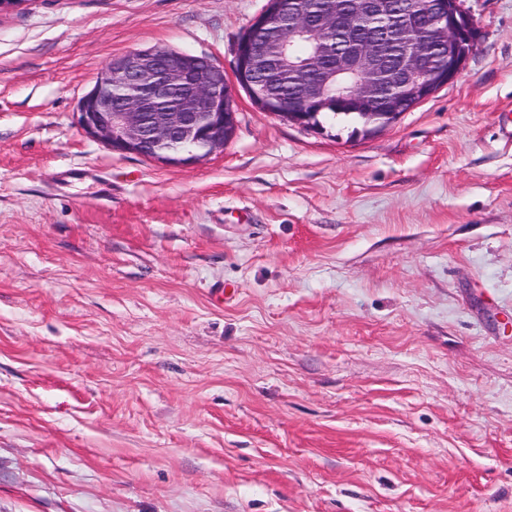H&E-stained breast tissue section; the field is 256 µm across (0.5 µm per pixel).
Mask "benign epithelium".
<instances>
[{
	"label": "benign epithelium",
	"mask_w": 512,
	"mask_h": 512,
	"mask_svg": "<svg viewBox=\"0 0 512 512\" xmlns=\"http://www.w3.org/2000/svg\"><path fill=\"white\" fill-rule=\"evenodd\" d=\"M290 18L288 37L278 42L286 54L298 36L317 44L344 27L335 5L313 22L299 0H269L236 50L235 82L253 87L258 67L254 32ZM478 31L461 0H430L422 10L403 11L390 27L388 44L399 55L392 67L384 48L372 41L354 43L324 63L323 49L313 53V74L295 106L264 97L260 108L302 127L306 113L331 103L348 102L362 110L365 132L394 123L408 99L418 104L454 82L474 52ZM132 94L113 101L112 87ZM235 104L224 68L205 57L175 49L145 48L111 60L78 104V124L91 139L111 150L150 159L166 167H188L224 148L236 129Z\"/></svg>",
	"instance_id": "obj_1"
}]
</instances>
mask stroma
I'll return each instance as SVG.
<instances>
[{
  "mask_svg": "<svg viewBox=\"0 0 512 512\" xmlns=\"http://www.w3.org/2000/svg\"><path fill=\"white\" fill-rule=\"evenodd\" d=\"M266 3L0 13V512H512V0L368 137L239 88L196 166L77 124L134 50L233 79Z\"/></svg>",
  "mask_w": 512,
  "mask_h": 512,
  "instance_id": "35a3bbf8",
  "label": "stroma"
}]
</instances>
